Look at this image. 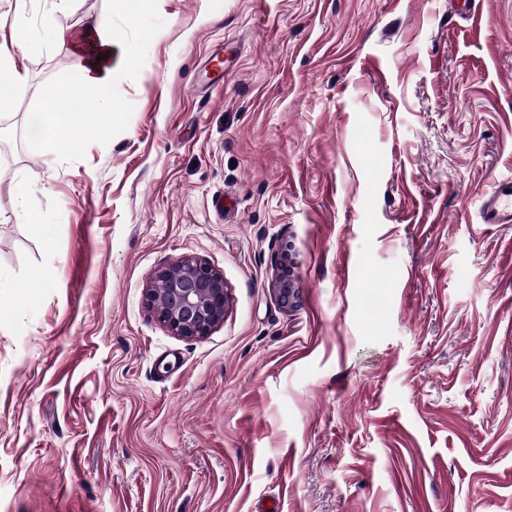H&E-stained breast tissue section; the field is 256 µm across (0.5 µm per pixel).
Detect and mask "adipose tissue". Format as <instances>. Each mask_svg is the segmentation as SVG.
I'll return each mask as SVG.
<instances>
[{"instance_id":"obj_1","label":"adipose tissue","mask_w":512,"mask_h":512,"mask_svg":"<svg viewBox=\"0 0 512 512\" xmlns=\"http://www.w3.org/2000/svg\"><path fill=\"white\" fill-rule=\"evenodd\" d=\"M44 37L50 41H70L85 56L82 69V83L90 92L110 87L112 84V27L102 19L87 23L81 33L75 34L47 25Z\"/></svg>"}]
</instances>
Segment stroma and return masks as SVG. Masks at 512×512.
<instances>
[{
  "mask_svg": "<svg viewBox=\"0 0 512 512\" xmlns=\"http://www.w3.org/2000/svg\"><path fill=\"white\" fill-rule=\"evenodd\" d=\"M476 4L475 35L453 0H34L0 104V512H512V224L479 217L512 0ZM95 18L101 126L42 34ZM59 96L49 154L26 118ZM183 256L230 297L201 340L143 302Z\"/></svg>",
  "mask_w": 512,
  "mask_h": 512,
  "instance_id": "obj_1",
  "label": "stroma"
}]
</instances>
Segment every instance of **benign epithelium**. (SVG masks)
<instances>
[{"label":"benign epithelium","mask_w":512,"mask_h":512,"mask_svg":"<svg viewBox=\"0 0 512 512\" xmlns=\"http://www.w3.org/2000/svg\"><path fill=\"white\" fill-rule=\"evenodd\" d=\"M288 252H283L271 288L288 300ZM229 301L224 276L218 270L183 256L157 270L154 282L144 291L146 307L174 335L199 340L224 321Z\"/></svg>","instance_id":"7a95c632"}]
</instances>
